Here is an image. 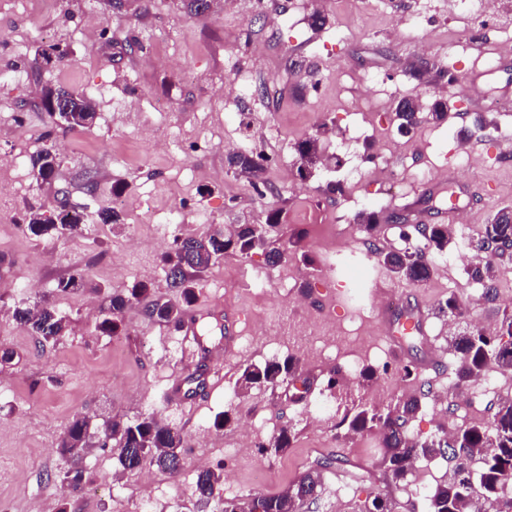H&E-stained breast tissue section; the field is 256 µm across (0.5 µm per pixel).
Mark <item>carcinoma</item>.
<instances>
[{
	"label": "carcinoma",
	"instance_id": "cac0c4a2",
	"mask_svg": "<svg viewBox=\"0 0 512 512\" xmlns=\"http://www.w3.org/2000/svg\"><path fill=\"white\" fill-rule=\"evenodd\" d=\"M54 96L70 110L68 127L85 128L93 123L95 105L89 98L61 86L49 87L43 103L49 104ZM401 105L402 109L397 112L401 123L417 126L421 105L410 99L401 101ZM296 152L298 175L307 179L312 176V170L322 164L317 139L299 142ZM30 163L37 177L43 180L51 178L59 167L55 151L46 146L30 156ZM227 164L234 172L254 179L264 170L262 155L253 151L231 152ZM377 221L373 212L358 215L360 228L370 243L376 240L379 232ZM81 226L82 213L75 209L61 210L50 220L32 212L27 222L29 233L38 238L74 237L81 231ZM280 227L279 211L273 210L267 214L262 229L255 224H236L228 234L218 230L176 238L174 247L163 254L162 263L165 272L178 271V276L170 280V287L180 292L182 303L175 304L156 296L148 283L139 281L125 293L112 295L99 328L110 336L117 335L120 316L133 304L141 306L148 320L154 323L179 325L187 309L198 298L197 281L216 258L228 253L245 258L254 249L265 245L270 235L279 233ZM400 229L404 239L417 236L424 240V245L389 251L373 249L370 254L400 281L415 287L426 284L434 273V259L443 255L451 242L449 225L427 224L422 228L418 224H402ZM489 242L512 243V223L500 212L482 225L478 234L475 248L483 254V261L466 267L468 277L484 286L485 295L491 297L495 292V263L505 256L506 250L492 252L487 248ZM436 312L459 319L465 316L463 303L453 293L438 303ZM13 320L27 327L43 347L55 344L66 331L65 317L48 305L17 307L13 311ZM450 344L460 362L457 372L460 385L490 371L512 372L511 315L504 319L495 336L486 334L479 327L468 326L451 337ZM287 381H299L308 386L307 380L298 375V364L292 356L274 359L261 366H246L240 375L239 387L245 393L257 387H276ZM419 408V399L412 396L402 406L385 414L362 410L349 422L347 432L359 434L375 428L381 433L387 471L396 483L407 482L419 461L441 458L448 463V478L427 496L426 512H484L488 501L499 498L505 503L504 512H512V491H507L506 486L507 480L512 478V400L500 402L492 418L485 423L468 424L443 438L425 441L410 439L406 429L408 420ZM91 429L89 417H73L61 440V453L76 463L82 460L92 443ZM97 443L102 448L110 444L116 449L125 472H137L148 462L163 472L174 474L178 472L174 462L184 461L181 432L153 416L133 421L114 419L97 438ZM332 464L331 458L319 459L278 495L254 496L244 502L226 498L224 506L232 512H293L311 493L321 489L323 474ZM84 479V470L77 466L60 476L61 485L70 492L81 489ZM222 481V469L201 470L196 477L198 497L202 500L213 498Z\"/></svg>",
	"mask_w": 512,
	"mask_h": 512
}]
</instances>
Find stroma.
<instances>
[{
  "instance_id": "stroma-1",
  "label": "stroma",
  "mask_w": 512,
  "mask_h": 512,
  "mask_svg": "<svg viewBox=\"0 0 512 512\" xmlns=\"http://www.w3.org/2000/svg\"><path fill=\"white\" fill-rule=\"evenodd\" d=\"M314 10L325 16L324 27L309 26L310 12L299 10L298 0H214L202 18L189 17L181 0H0V161L44 146L61 158L51 182L24 168L25 189L0 200L17 216L0 223V350L16 353L0 364V512H192L201 459L224 470L205 508L220 512L227 498L282 492L314 458L331 454L339 470L325 475L319 499L298 512H360L373 495L412 512L416 499L387 476L377 432L348 434L353 415L377 404L389 411L417 396L421 409L408 434L424 441L466 419L488 421L500 399L512 397V372H499L496 391L466 409L458 360L448 352V321L434 314L448 294L467 301L472 282L462 247L498 210L512 207V112L489 108L512 100V50L502 49L503 35L493 28L477 45L466 44L460 31L468 18L448 0H316ZM49 45L64 57L45 69L34 49ZM422 58L449 69L452 80L415 78L411 64ZM240 75L251 84L242 98L234 85ZM50 86L92 99L93 124L59 126L39 106ZM405 97L447 100V122L424 119L411 135L399 134L395 107ZM479 116L492 130L475 125ZM149 130L166 132L164 149L147 140ZM312 136L326 156L336 153L337 140L353 142L363 178L347 181L351 155L344 154L339 166L321 167L308 180L278 181L279 168L297 166L296 144ZM243 141L270 158L260 176L264 194L227 166V154ZM388 172L397 184L390 194L382 190ZM332 180L343 181L342 192H327ZM116 184L127 201L120 227L92 220L73 239L27 231L28 210L49 218L64 201L93 217L111 206ZM146 202L174 211L177 236L261 224L281 210L279 265L268 264L262 248L245 258L228 254L198 284L191 311L211 327L206 348L223 346L231 334L238 356H203L187 367L188 344L178 328L148 321L135 304L125 310L119 335L98 329L107 297L135 282L179 298L144 216ZM453 203L466 223L449 215ZM362 211L379 213L376 245L384 251L405 245L393 214L412 224L450 225L448 253L426 285L399 282L368 256L356 222ZM330 239L349 246V254L327 257L323 243ZM258 274L268 291L256 299L248 282ZM495 275V299L466 308L481 327L499 326L512 313V256L497 260ZM72 276L82 278L83 290L57 292V281ZM375 283L396 309L420 300L431 312L425 334L403 340V357L393 354L387 336L364 334L376 315L369 297ZM21 303H48L66 316L68 329L56 345L38 347L12 319ZM312 318L335 327L323 360L296 344L295 331ZM289 355L312 383L306 398L296 399L287 383L240 393L246 365ZM353 361L383 370L382 379L361 382L359 401L314 427L311 404L329 379L344 380ZM407 365L413 376L405 375ZM434 403L440 415L430 414ZM229 404L233 423L216 429L215 415ZM77 414L97 426L156 416L183 433L185 465L175 474L152 471L147 485L123 472L115 450L95 448L82 460L84 487L64 493L59 478L73 462L58 445ZM250 423L262 447L246 453L238 431ZM284 427L291 448L271 450Z\"/></svg>"
}]
</instances>
